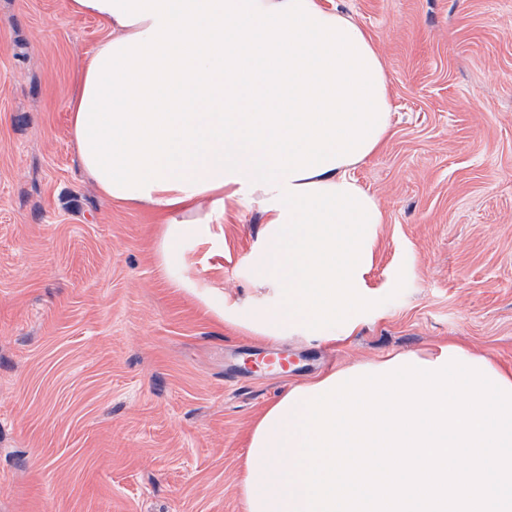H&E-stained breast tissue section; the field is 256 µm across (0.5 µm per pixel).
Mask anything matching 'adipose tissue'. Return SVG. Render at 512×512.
<instances>
[{"label": "adipose tissue", "instance_id": "1", "mask_svg": "<svg viewBox=\"0 0 512 512\" xmlns=\"http://www.w3.org/2000/svg\"><path fill=\"white\" fill-rule=\"evenodd\" d=\"M110 34L69 101L78 168L103 197L162 216L159 266L219 321L260 340L352 333L383 213L354 167L390 136L385 66L364 28L323 0H66ZM211 209L258 205L255 283L275 303L227 305L183 276L186 238ZM292 405L250 438L245 512L305 496Z\"/></svg>", "mask_w": 512, "mask_h": 512}]
</instances>
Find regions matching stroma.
I'll use <instances>...</instances> for the list:
<instances>
[{
	"label": "stroma",
	"mask_w": 512,
	"mask_h": 512,
	"mask_svg": "<svg viewBox=\"0 0 512 512\" xmlns=\"http://www.w3.org/2000/svg\"><path fill=\"white\" fill-rule=\"evenodd\" d=\"M369 31L393 134L354 175L384 213L347 339L264 342L158 266L152 213L84 179L68 102L110 30L63 0H0V512H245L251 430L290 385L453 341L512 369V0H324ZM265 216L226 204L184 277L267 297Z\"/></svg>",
	"instance_id": "1"
}]
</instances>
